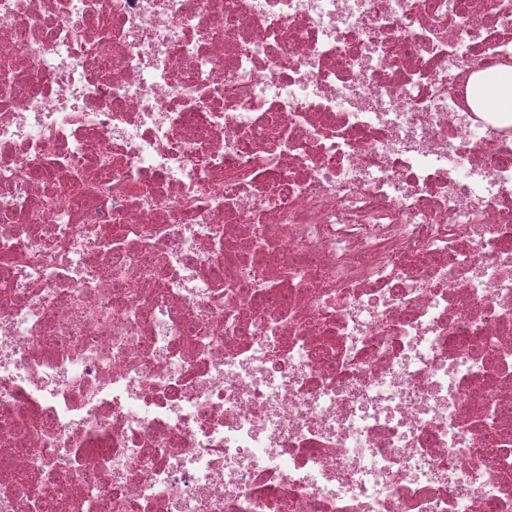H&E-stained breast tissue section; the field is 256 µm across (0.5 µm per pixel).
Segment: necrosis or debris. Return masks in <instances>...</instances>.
<instances>
[{
    "label": "necrosis or debris",
    "mask_w": 512,
    "mask_h": 512,
    "mask_svg": "<svg viewBox=\"0 0 512 512\" xmlns=\"http://www.w3.org/2000/svg\"><path fill=\"white\" fill-rule=\"evenodd\" d=\"M505 62L512 0H0V512H512ZM509 73H496L483 79L481 95L473 106L487 112L512 113V67Z\"/></svg>",
    "instance_id": "1"
}]
</instances>
